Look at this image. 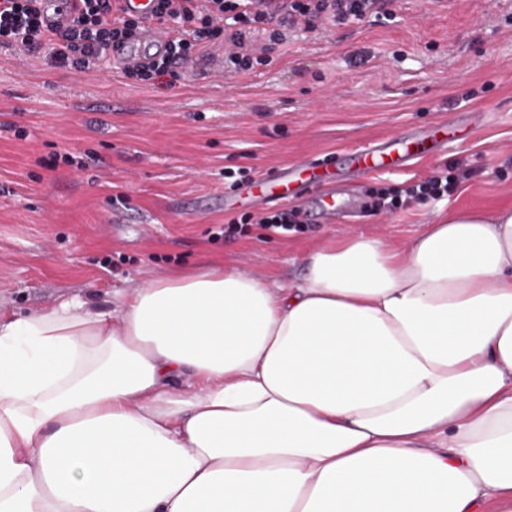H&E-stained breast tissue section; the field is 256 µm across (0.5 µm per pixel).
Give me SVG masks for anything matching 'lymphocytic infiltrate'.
<instances>
[{
  "label": "lymphocytic infiltrate",
  "mask_w": 512,
  "mask_h": 512,
  "mask_svg": "<svg viewBox=\"0 0 512 512\" xmlns=\"http://www.w3.org/2000/svg\"><path fill=\"white\" fill-rule=\"evenodd\" d=\"M41 0H0V46L23 47L37 53L49 49L59 65L79 73L97 70L112 45L129 38L142 21L123 15L119 0H76L74 19L49 27L43 21ZM376 0H154L153 18L174 35L169 49L150 66L124 69L125 77L150 85L166 75L179 80L185 62L201 60L208 47H224V68L229 72L264 64L265 50L256 37L261 25L273 24L278 40H286L288 29L303 25L313 30L314 21L334 23L361 19ZM469 171L440 173L420 183L376 194L377 208L394 211L407 201H423L450 193L471 179Z\"/></svg>",
  "instance_id": "f902f5d3"
}]
</instances>
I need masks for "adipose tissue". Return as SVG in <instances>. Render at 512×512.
Wrapping results in <instances>:
<instances>
[{"label": "adipose tissue", "mask_w": 512, "mask_h": 512, "mask_svg": "<svg viewBox=\"0 0 512 512\" xmlns=\"http://www.w3.org/2000/svg\"><path fill=\"white\" fill-rule=\"evenodd\" d=\"M0 315V512H512V208Z\"/></svg>", "instance_id": "obj_1"}]
</instances>
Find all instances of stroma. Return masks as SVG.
<instances>
[{
  "mask_svg": "<svg viewBox=\"0 0 512 512\" xmlns=\"http://www.w3.org/2000/svg\"><path fill=\"white\" fill-rule=\"evenodd\" d=\"M368 16L260 35L265 64L243 73L205 58L179 81L141 86L104 64L83 75L0 48V312L78 295L109 312L154 275L227 264L273 285L300 280L318 245L380 234L404 246L451 211L512 206V0H393ZM457 134L409 166L359 175L351 157L435 120ZM72 164H65L64 156ZM330 159L354 218L313 219L310 194L225 203L226 175L251 183L279 166ZM466 168L446 196L388 213L377 191ZM292 211L289 232L257 217ZM251 216L240 234L218 225Z\"/></svg>",
  "mask_w": 512,
  "mask_h": 512,
  "instance_id": "stroma-1",
  "label": "stroma"
}]
</instances>
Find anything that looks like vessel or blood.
<instances>
[{"instance_id": "vessel-or-blood-1", "label": "vessel or blood", "mask_w": 512, "mask_h": 512, "mask_svg": "<svg viewBox=\"0 0 512 512\" xmlns=\"http://www.w3.org/2000/svg\"><path fill=\"white\" fill-rule=\"evenodd\" d=\"M151 0H121L123 10L131 15L145 18L146 26L139 29L125 44L109 49L108 56L113 64L121 67H144L156 57L164 53L171 39L169 29L151 22ZM41 7L47 21L58 25L67 23L74 9L73 0H42ZM452 124L445 120L437 121L423 137L401 139L391 148L371 146L357 152L356 162L360 170L371 172L381 168L402 167L407 159L422 151L426 145L441 148L447 147L448 139L453 135ZM306 186L315 189L316 199L321 211L327 214L336 213L340 207L339 189L333 188L334 175L328 171H320L318 164L306 165ZM251 187L257 198L271 201L288 200L291 189L287 167H280L272 174L252 182Z\"/></svg>"}]
</instances>
